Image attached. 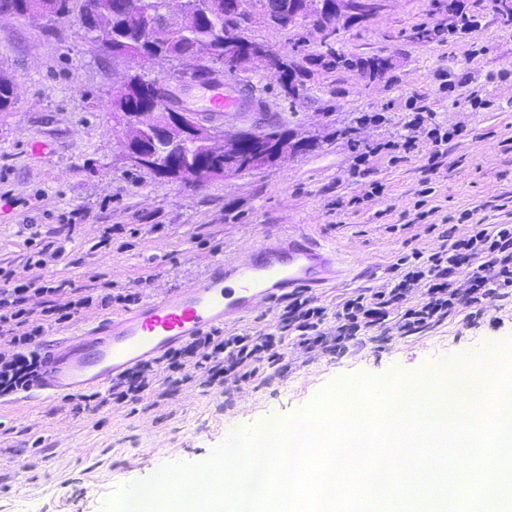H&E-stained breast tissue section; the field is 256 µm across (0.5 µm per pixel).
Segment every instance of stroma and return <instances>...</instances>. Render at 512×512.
<instances>
[{
    "mask_svg": "<svg viewBox=\"0 0 512 512\" xmlns=\"http://www.w3.org/2000/svg\"><path fill=\"white\" fill-rule=\"evenodd\" d=\"M477 28L441 41L416 42L413 26L438 23L431 0H386L361 22L336 18L346 54L392 58L386 78L314 70L306 95L281 100L266 70L247 79L268 86L270 110L319 149L282 156L258 170L185 186L120 157L125 132L112 121L117 85L136 61L104 54L77 14L0 15V69L15 79V103L0 112V272L64 283L93 300L68 321L43 324L60 338L96 318L125 311L103 296L138 293L140 301L194 287L211 262L245 253L265 234L305 225L344 255L351 274L310 293L335 312L347 297L391 284L404 254H431L464 235L461 212L479 224H512V26L488 4L464 0ZM424 122L409 131L413 113ZM452 137L431 166L428 130ZM417 146L404 150L408 134ZM52 149L35 155L33 143ZM376 150L368 170L356 158ZM428 190V217L417 201ZM34 225L27 239L20 227ZM63 241L65 253L41 269L28 259ZM440 324L398 339L346 337L335 348L307 350L295 335L279 346L282 367L266 385L231 392L195 381L163 397L116 402L108 393L47 400L0 398V512H102L133 485L173 464H200L227 433L289 420L340 379L392 381L467 365L487 346L512 350V298L482 301Z\"/></svg>",
    "mask_w": 512,
    "mask_h": 512,
    "instance_id": "stroma-1",
    "label": "stroma"
}]
</instances>
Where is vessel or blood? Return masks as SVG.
<instances>
[{
    "mask_svg": "<svg viewBox=\"0 0 512 512\" xmlns=\"http://www.w3.org/2000/svg\"><path fill=\"white\" fill-rule=\"evenodd\" d=\"M237 105L228 86H211L210 112H232ZM346 274L335 247L291 226L265 237L248 255L233 254L211 264L195 288L167 291L52 341L30 390L58 399L77 390L106 388L126 371L159 362L170 349L206 330L238 323L258 303L297 290L332 288Z\"/></svg>",
    "mask_w": 512,
    "mask_h": 512,
    "instance_id": "b4317fda",
    "label": "vessel or blood"
}]
</instances>
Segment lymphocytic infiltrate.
I'll use <instances>...</instances> for the list:
<instances>
[{
  "label": "lymphocytic infiltrate",
  "mask_w": 512,
  "mask_h": 512,
  "mask_svg": "<svg viewBox=\"0 0 512 512\" xmlns=\"http://www.w3.org/2000/svg\"><path fill=\"white\" fill-rule=\"evenodd\" d=\"M479 256L489 258L496 266L493 277L469 268V261ZM394 268L400 280L391 290L360 293L337 308V333L377 327L394 336H409L441 323L457 306L478 303L490 295L506 296L512 288V224L470 225L466 234L450 245L429 255L415 251L401 256ZM413 288L422 289L423 301L404 309L397 307V300ZM39 289L35 279L14 281L7 277L0 281V331L8 330L30 346L28 353L0 357V394L27 388L42 366L39 351L31 347L42 328L36 325L33 311L24 306L28 293ZM325 321L323 307L294 294L284 306L277 328L282 334H297L303 343H318L326 341L330 333L324 327ZM197 346L210 349L206 358L208 382L227 390L260 377L263 365H274L279 358L271 335L227 336L216 328L169 350L157 369L141 365L115 380L114 385L135 395L143 392L149 381H172L175 373L184 371Z\"/></svg>",
  "instance_id": "lymphocytic-infiltrate-1"
}]
</instances>
